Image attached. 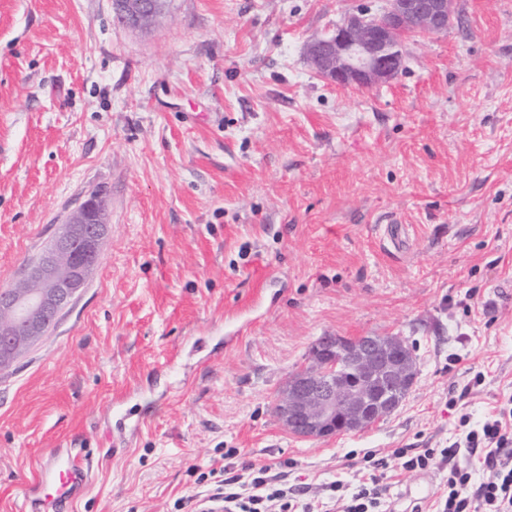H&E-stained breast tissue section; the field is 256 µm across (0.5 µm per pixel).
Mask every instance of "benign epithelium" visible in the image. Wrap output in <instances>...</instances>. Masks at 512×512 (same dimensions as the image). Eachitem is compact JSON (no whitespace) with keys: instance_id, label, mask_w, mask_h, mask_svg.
I'll list each match as a JSON object with an SVG mask.
<instances>
[{"instance_id":"7a95c632","label":"benign epithelium","mask_w":512,"mask_h":512,"mask_svg":"<svg viewBox=\"0 0 512 512\" xmlns=\"http://www.w3.org/2000/svg\"><path fill=\"white\" fill-rule=\"evenodd\" d=\"M170 2L112 0L114 20L143 30ZM452 16L453 0H387L380 16L351 12L332 34L309 40L305 59L316 76L331 83L370 88L402 71L404 35L440 34ZM107 231L104 200L93 193L42 254L24 265L15 286L0 290V367L33 346L72 304L98 265ZM417 371L401 336H321L309 364L289 376L274 411L288 432L303 439L360 432L400 406Z\"/></svg>"}]
</instances>
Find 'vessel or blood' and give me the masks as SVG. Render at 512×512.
<instances>
[{
  "mask_svg": "<svg viewBox=\"0 0 512 512\" xmlns=\"http://www.w3.org/2000/svg\"><path fill=\"white\" fill-rule=\"evenodd\" d=\"M90 464L80 455L54 454L42 467L29 491L39 502L69 503L82 494L88 484Z\"/></svg>",
  "mask_w": 512,
  "mask_h": 512,
  "instance_id": "b4317fda",
  "label": "vessel or blood"
}]
</instances>
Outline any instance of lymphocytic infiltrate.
<instances>
[{
  "label": "lymphocytic infiltrate",
  "mask_w": 512,
  "mask_h": 512,
  "mask_svg": "<svg viewBox=\"0 0 512 512\" xmlns=\"http://www.w3.org/2000/svg\"><path fill=\"white\" fill-rule=\"evenodd\" d=\"M460 435L443 448H396L387 455L366 453L355 485L336 480L321 493L289 483L287 471L269 465L231 464L224 478L208 489L205 499L220 501L224 512H391L388 486L379 472L395 469L409 474L447 472L430 508L413 512H512V398L482 420L459 418Z\"/></svg>",
  "instance_id": "f902f5d3"
}]
</instances>
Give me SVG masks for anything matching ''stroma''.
<instances>
[{
    "mask_svg": "<svg viewBox=\"0 0 512 512\" xmlns=\"http://www.w3.org/2000/svg\"><path fill=\"white\" fill-rule=\"evenodd\" d=\"M362 5L172 0L137 32L112 0H0V289L90 193L109 221L0 371V512H51L24 487L67 449L92 469L69 512H176L231 449L316 490L512 397V0H455L394 80L342 88L304 46ZM325 334L404 337L418 374L373 426L301 439L273 404Z\"/></svg>",
    "mask_w": 512,
    "mask_h": 512,
    "instance_id": "obj_1",
    "label": "stroma"
}]
</instances>
